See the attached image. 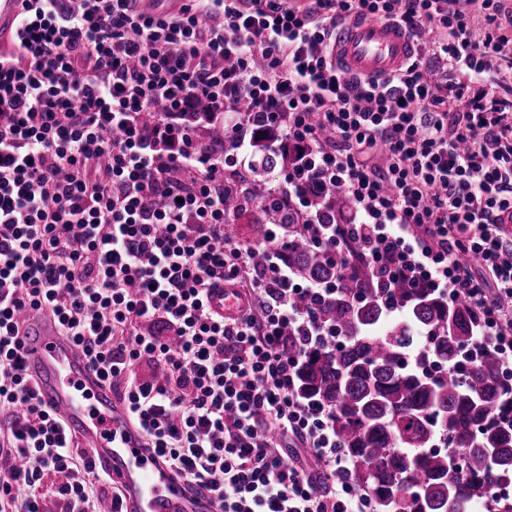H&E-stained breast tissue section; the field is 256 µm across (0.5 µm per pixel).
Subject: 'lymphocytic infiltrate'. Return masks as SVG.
Wrapping results in <instances>:
<instances>
[{"label":"lymphocytic infiltrate","mask_w":512,"mask_h":512,"mask_svg":"<svg viewBox=\"0 0 512 512\" xmlns=\"http://www.w3.org/2000/svg\"><path fill=\"white\" fill-rule=\"evenodd\" d=\"M0 59V512H102L116 484L38 399L22 314L56 319L127 402L147 448L220 512H376L330 413L303 400L304 354L332 338V282H303L276 226L230 236L257 137L289 155L277 200L344 190L349 224L307 243L469 304L512 371V0H23ZM400 24L415 54L383 78L333 57L337 22ZM151 122H144V115ZM219 123L235 157L197 122ZM246 298L215 313L220 285ZM146 364L149 376L137 374ZM302 449L320 473L288 461Z\"/></svg>","instance_id":"1"}]
</instances>
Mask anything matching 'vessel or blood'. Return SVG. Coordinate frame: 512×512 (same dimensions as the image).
Listing matches in <instances>:
<instances>
[{
	"label": "vessel or blood",
	"instance_id": "b4317fda",
	"mask_svg": "<svg viewBox=\"0 0 512 512\" xmlns=\"http://www.w3.org/2000/svg\"><path fill=\"white\" fill-rule=\"evenodd\" d=\"M21 10V0H0V52ZM336 32L333 53L353 75L390 73L414 51L408 33L388 21L341 25ZM210 305L218 314L233 317L244 300L236 289L224 287L213 292ZM24 328L26 372L39 399L58 412L97 466L120 486L122 512H219L211 495L194 490L187 478L146 451L143 433L125 402L53 318L27 311Z\"/></svg>",
	"mask_w": 512,
	"mask_h": 512
}]
</instances>
